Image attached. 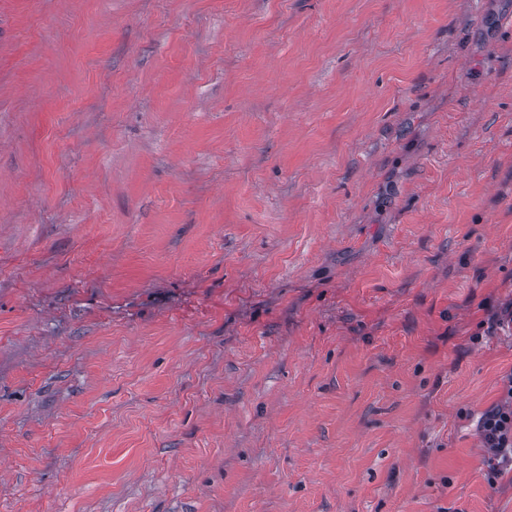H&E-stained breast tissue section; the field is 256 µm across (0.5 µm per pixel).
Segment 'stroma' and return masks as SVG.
Instances as JSON below:
<instances>
[{"mask_svg": "<svg viewBox=\"0 0 512 512\" xmlns=\"http://www.w3.org/2000/svg\"><path fill=\"white\" fill-rule=\"evenodd\" d=\"M511 301L512 0H0V512H512ZM477 428L487 452V480L491 486L512 471V372L503 377V397L481 413Z\"/></svg>", "mask_w": 512, "mask_h": 512, "instance_id": "obj_1", "label": "stroma"}]
</instances>
